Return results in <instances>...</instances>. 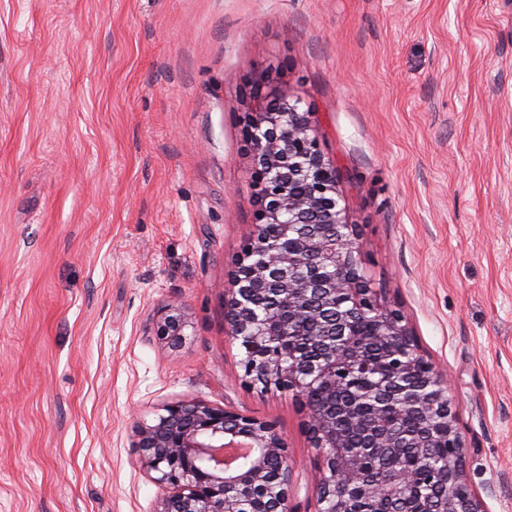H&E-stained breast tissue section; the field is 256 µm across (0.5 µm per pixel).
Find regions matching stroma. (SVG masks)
Returning <instances> with one entry per match:
<instances>
[{"label":"stroma","mask_w":512,"mask_h":512,"mask_svg":"<svg viewBox=\"0 0 512 512\" xmlns=\"http://www.w3.org/2000/svg\"><path fill=\"white\" fill-rule=\"evenodd\" d=\"M270 85L512 512V0H0V512H155L134 428L178 401L274 421L316 512L305 412L243 386L225 319ZM188 316L184 307L164 308L157 320L156 336L170 347L176 348L185 341Z\"/></svg>","instance_id":"obj_1"}]
</instances>
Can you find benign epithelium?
<instances>
[{
    "label": "benign epithelium",
    "instance_id": "benign-epithelium-1",
    "mask_svg": "<svg viewBox=\"0 0 512 512\" xmlns=\"http://www.w3.org/2000/svg\"><path fill=\"white\" fill-rule=\"evenodd\" d=\"M244 135L253 150L259 209L246 232L226 319L242 350L245 385L290 392L305 410L320 458L318 512H350L354 499L392 512L420 486L434 489V497L418 512H487L467 481L466 437L447 374L424 357L402 312L383 304L366 277L359 225L349 223L340 205L336 168L320 149L310 112L271 88L248 113ZM365 317L372 319L384 374L356 341V323ZM304 319L310 322L305 334ZM187 327L185 308L168 307L156 336L176 348ZM301 334L308 355L283 363L276 337ZM365 375L379 381L344 397ZM316 386L327 401L310 398ZM387 410L414 417L416 430L385 426ZM368 415L375 425L354 446L340 426L361 425ZM134 447L158 487L156 512H245L252 497L266 502L264 512H291L288 446L271 421L200 401L175 402L152 423L135 426ZM407 448L430 463L387 473L367 465L397 459ZM273 459L286 466L275 481L268 476Z\"/></svg>",
    "mask_w": 512,
    "mask_h": 512
}]
</instances>
